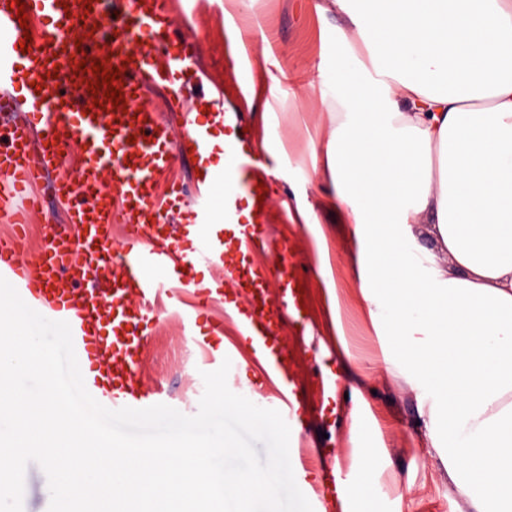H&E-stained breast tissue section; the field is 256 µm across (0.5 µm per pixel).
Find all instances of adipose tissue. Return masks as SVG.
<instances>
[{"mask_svg":"<svg viewBox=\"0 0 512 512\" xmlns=\"http://www.w3.org/2000/svg\"><path fill=\"white\" fill-rule=\"evenodd\" d=\"M346 61L313 147L384 366L471 512H512V0H326Z\"/></svg>","mask_w":512,"mask_h":512,"instance_id":"obj_1","label":"adipose tissue"}]
</instances>
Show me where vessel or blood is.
Returning <instances> with one entry per match:
<instances>
[{"label": "vessel or blood", "mask_w": 512, "mask_h": 512, "mask_svg": "<svg viewBox=\"0 0 512 512\" xmlns=\"http://www.w3.org/2000/svg\"><path fill=\"white\" fill-rule=\"evenodd\" d=\"M14 3L0 0V83L15 90L0 99V112L20 102L27 111L10 126L8 145L0 149V222L15 227L12 236L0 238V276L13 281L29 307L69 324L85 365V387L109 409L159 402L134 380L142 342L154 331L142 303L161 292L174 303L196 299L186 317L188 335L220 362L235 346L225 343L223 324L210 322L206 309L231 293L243 297L246 311L236 329L263 358L259 382L275 384L274 408L293 422L300 404L277 339L284 321L304 309L295 257L280 247L272 264L252 266L240 277L226 265L223 243L208 230L221 216L238 223L241 256L264 247L270 191L260 188L256 175L263 154L238 152L225 142L223 171L194 200L193 233L172 232L169 217L184 188L175 181L163 188L159 181L179 160H208L214 129L224 121V96L216 84L188 108L182 85L195 68L196 47L172 39L171 0H24V27L11 10ZM97 60L119 69L125 108L89 93V65ZM149 88L164 90L163 109L137 105ZM165 111L185 114L179 136L162 120ZM37 131L44 138L36 150L31 136ZM73 152L80 159L77 175L52 184L67 205L70 227L56 230L37 260L25 261V227L43 210L34 188ZM239 195L251 204L250 219L240 223L228 209L229 197ZM117 218L126 230L119 248L111 233ZM273 285L281 290L275 299ZM106 320L112 340L105 345L98 330ZM294 452L313 510L324 512L328 493L311 479L303 439H296Z\"/></svg>", "instance_id": "b4317fda"}]
</instances>
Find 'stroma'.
<instances>
[{"label": "stroma", "instance_id": "obj_1", "mask_svg": "<svg viewBox=\"0 0 512 512\" xmlns=\"http://www.w3.org/2000/svg\"><path fill=\"white\" fill-rule=\"evenodd\" d=\"M320 0H258L252 17L224 18V0H173L172 29L195 43L198 63L224 83V108L237 115L243 144L280 137L288 146L267 171L272 222L270 243L288 241L306 283L307 312L284 323L279 341L288 353V371L307 404L296 427L315 452L317 479L333 472L350 476L362 464L361 449H374L372 478L378 512H468L448 478L443 453L424 446L428 417L414 384L384 369L395 341L376 335L348 260L344 226L334 208L328 176L313 170L311 149L329 135L321 87L331 84L342 21L319 13ZM322 65L323 77L311 70ZM267 100L269 116L256 112ZM312 207L318 225L299 216ZM156 329L139 354L135 381L191 416L204 392V354L186 340L181 317L162 301L150 307ZM344 328L351 375L338 392H324L335 371L336 330ZM225 333L237 346L227 384L260 407L265 395L250 385L252 349L233 323Z\"/></svg>", "mask_w": 512, "mask_h": 512}]
</instances>
